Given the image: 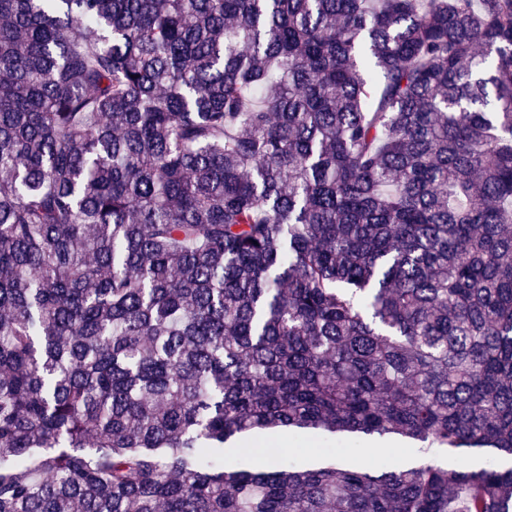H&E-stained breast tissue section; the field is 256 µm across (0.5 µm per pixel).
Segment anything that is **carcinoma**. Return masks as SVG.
Instances as JSON below:
<instances>
[{"label": "carcinoma", "mask_w": 512, "mask_h": 512, "mask_svg": "<svg viewBox=\"0 0 512 512\" xmlns=\"http://www.w3.org/2000/svg\"><path fill=\"white\" fill-rule=\"evenodd\" d=\"M280 426L479 467L224 444ZM512 0H0V512H512Z\"/></svg>", "instance_id": "1"}]
</instances>
